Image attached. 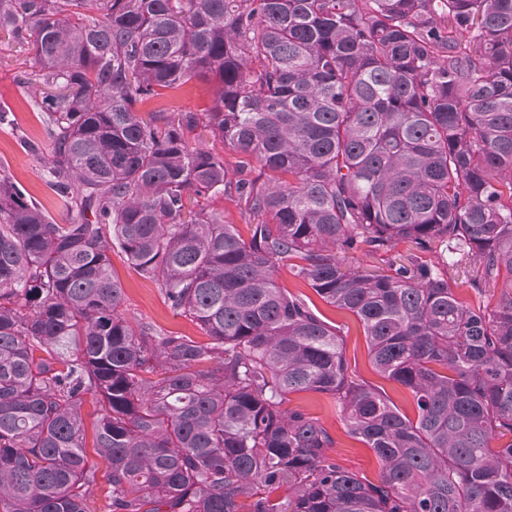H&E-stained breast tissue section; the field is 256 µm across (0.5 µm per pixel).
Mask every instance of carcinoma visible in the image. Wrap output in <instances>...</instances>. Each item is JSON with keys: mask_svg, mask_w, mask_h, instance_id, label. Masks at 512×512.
Instances as JSON below:
<instances>
[{"mask_svg": "<svg viewBox=\"0 0 512 512\" xmlns=\"http://www.w3.org/2000/svg\"><path fill=\"white\" fill-rule=\"evenodd\" d=\"M2 32L34 53L27 148L67 218L0 175V512H94L87 396L110 512H512V0H0ZM193 78L207 108H137ZM232 192L246 238L207 205ZM400 242L438 263L347 264ZM114 249L201 338L125 316ZM292 392L333 400L378 481ZM277 281L281 287L286 288L292 294L311 302L322 319L344 327V331L347 332L344 336L345 356L349 367L372 385L384 388L401 412L413 419L416 409L408 390L383 378L372 367L366 336H364L362 325L358 319L349 312L323 302L306 282L293 276L288 266L279 269ZM448 277L457 296L462 301L474 305H478L479 303L486 304L490 301V295H492L493 291L491 290L483 295H479L477 291L471 287L469 282L470 277L465 275L459 267H448Z\"/></svg>", "mask_w": 512, "mask_h": 512, "instance_id": "carcinoma-1", "label": "carcinoma"}]
</instances>
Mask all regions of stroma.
<instances>
[{
	"label": "stroma",
	"instance_id": "stroma-1",
	"mask_svg": "<svg viewBox=\"0 0 512 512\" xmlns=\"http://www.w3.org/2000/svg\"><path fill=\"white\" fill-rule=\"evenodd\" d=\"M36 69L33 55L27 48L9 42L0 34V107L10 114L9 123L0 124V171L8 174L43 210L61 222L66 218V211L48 184L46 157L32 154L26 148L27 143L45 140L36 97L25 83ZM213 91V83L193 79L178 91L141 105L140 110L144 113L196 112L209 105ZM112 270L124 288L123 311L127 318L151 323L165 333L199 336L200 331L193 322L169 308L159 285L138 275L120 253L112 255ZM277 281L292 294L311 302L322 319L342 326L346 332L345 356L350 368L372 385L384 388L402 413L415 416V405L408 390L383 378L372 367L363 328L355 316L323 302L306 282L293 276L288 267L279 269ZM286 405L302 408L320 418L336 440L331 455L342 468L359 473L369 481H378L380 468L374 454L348 434L331 399L317 393L297 392L289 395Z\"/></svg>",
	"mask_w": 512,
	"mask_h": 512
}]
</instances>
